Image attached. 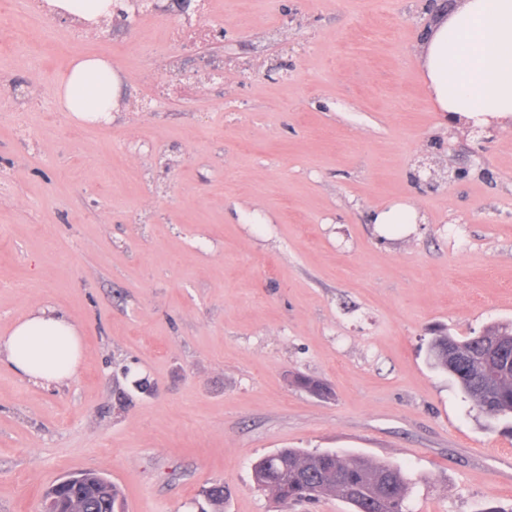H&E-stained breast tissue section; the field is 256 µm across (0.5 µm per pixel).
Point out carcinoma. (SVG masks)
<instances>
[{"label": "carcinoma", "instance_id": "obj_1", "mask_svg": "<svg viewBox=\"0 0 512 512\" xmlns=\"http://www.w3.org/2000/svg\"><path fill=\"white\" fill-rule=\"evenodd\" d=\"M435 368L452 376L480 413L490 417L512 414V330L492 327L479 336L460 340L447 334L429 343ZM258 489L275 501H310L334 495L353 512H405L409 482L390 463H373L336 451L307 452L283 448L253 465ZM90 489L58 492L63 512H124L117 489L91 477Z\"/></svg>", "mask_w": 512, "mask_h": 512}]
</instances>
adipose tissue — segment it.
I'll return each mask as SVG.
<instances>
[{
	"label": "adipose tissue",
	"mask_w": 512,
	"mask_h": 512,
	"mask_svg": "<svg viewBox=\"0 0 512 512\" xmlns=\"http://www.w3.org/2000/svg\"><path fill=\"white\" fill-rule=\"evenodd\" d=\"M420 76L447 119L512 120V0H459L440 14L422 44ZM115 82L106 61L75 59L58 81L59 104L83 123L108 118ZM81 359L78 327L52 307L31 310L0 336V365L31 381L68 382Z\"/></svg>",
	"instance_id": "adipose-tissue-1"
}]
</instances>
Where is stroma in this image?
<instances>
[{
  "instance_id": "35a3bbf8",
  "label": "stroma",
  "mask_w": 512,
  "mask_h": 512,
  "mask_svg": "<svg viewBox=\"0 0 512 512\" xmlns=\"http://www.w3.org/2000/svg\"><path fill=\"white\" fill-rule=\"evenodd\" d=\"M425 3L212 0L194 84L153 112L138 54L165 58V27L81 37L0 0V336L50 305L83 344L65 384L0 367V512L90 469L125 512H207L214 483L224 512H351L258 490L281 448L396 465L410 512L512 505V422L427 360L512 324V122L484 143L434 110ZM78 55L122 64L110 123L60 108ZM392 203L420 222L373 224Z\"/></svg>"
}]
</instances>
